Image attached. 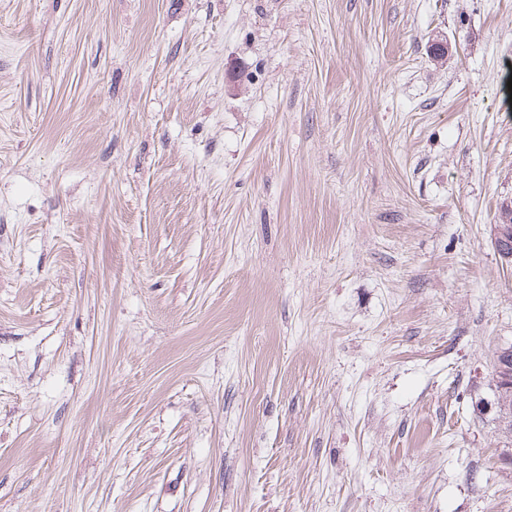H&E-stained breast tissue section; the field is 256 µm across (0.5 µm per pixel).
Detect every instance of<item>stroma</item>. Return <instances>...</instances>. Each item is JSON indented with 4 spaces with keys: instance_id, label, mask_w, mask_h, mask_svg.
Masks as SVG:
<instances>
[{
    "instance_id": "obj_1",
    "label": "stroma",
    "mask_w": 512,
    "mask_h": 512,
    "mask_svg": "<svg viewBox=\"0 0 512 512\" xmlns=\"http://www.w3.org/2000/svg\"><path fill=\"white\" fill-rule=\"evenodd\" d=\"M511 80L512 0H0V512H512ZM511 216L512 204L507 205L502 217L496 224H491V235L495 250L498 256L510 265L512 264V226L507 224H510ZM491 382L495 388L494 405L504 418H512V344L497 347L493 356Z\"/></svg>"
}]
</instances>
